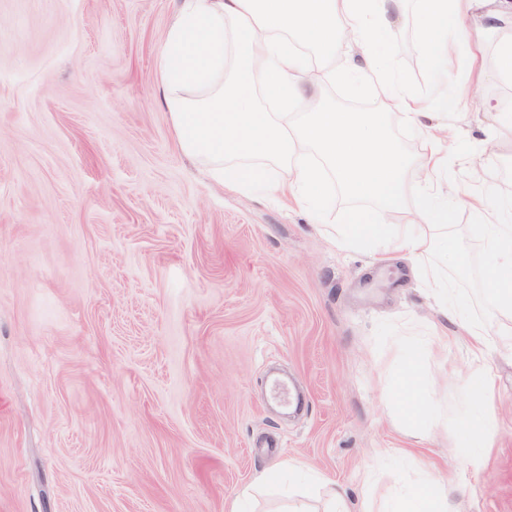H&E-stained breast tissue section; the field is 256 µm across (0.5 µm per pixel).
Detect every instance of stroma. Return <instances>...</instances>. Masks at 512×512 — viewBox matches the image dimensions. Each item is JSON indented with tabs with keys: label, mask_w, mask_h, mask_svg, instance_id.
Listing matches in <instances>:
<instances>
[{
	"label": "stroma",
	"mask_w": 512,
	"mask_h": 512,
	"mask_svg": "<svg viewBox=\"0 0 512 512\" xmlns=\"http://www.w3.org/2000/svg\"><path fill=\"white\" fill-rule=\"evenodd\" d=\"M182 0H0V512H224L261 471L325 476L363 512L408 486L455 487L456 512H512V316L484 288L490 254L467 205L487 185L512 194V80L489 31L481 82L439 143L438 176L460 204L448 236L465 267L444 271L461 299L445 318L390 244L386 258L339 249L335 230L365 198L332 186L324 223L248 196L184 155L156 76ZM416 0H402L378 45L413 95L436 81L419 48ZM344 111L380 102L339 81ZM391 136L421 184L424 131L400 113ZM497 141L486 153L488 141ZM488 332L472 352L460 323ZM420 355L432 415L416 442L394 410L399 370ZM288 369L307 409L267 405L269 366ZM491 372L481 399L465 394ZM487 446L466 451L474 408ZM322 512L298 475L255 492L244 512L283 498Z\"/></svg>",
	"instance_id": "35a3bbf8"
}]
</instances>
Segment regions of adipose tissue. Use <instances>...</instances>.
Masks as SVG:
<instances>
[{"label": "adipose tissue", "mask_w": 512, "mask_h": 512, "mask_svg": "<svg viewBox=\"0 0 512 512\" xmlns=\"http://www.w3.org/2000/svg\"><path fill=\"white\" fill-rule=\"evenodd\" d=\"M400 0H183L158 62V75L185 155L207 159L212 173L243 193L259 192L298 204H322L329 177L356 197L373 199L377 213L356 211L336 233L345 250L374 252L399 241L415 261L420 283L450 312L453 290L432 259L448 249V224L457 198L432 183L436 153L420 160L426 180L405 181L407 158L387 132V114L402 113L416 129L432 118L426 103L392 77L374 48L386 17ZM483 10L492 20L512 0H419V45L434 62L472 69L475 53L457 55L449 31ZM322 67H313V60ZM354 80L383 99L379 112H341L318 89ZM278 105L269 112L260 95ZM303 102L306 112L294 114ZM483 216L477 230L491 254L486 292L493 307L512 311V197L488 190L473 199ZM407 213L408 223H385ZM426 385L417 356L401 370L396 411L411 421L414 437L429 422ZM448 489L426 485L399 496L387 512H450Z\"/></svg>", "instance_id": "1"}]
</instances>
